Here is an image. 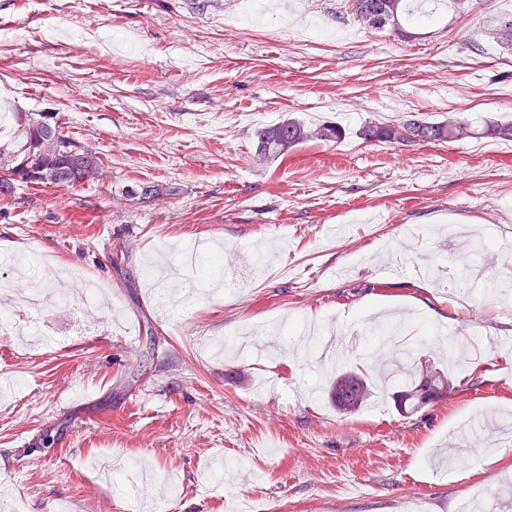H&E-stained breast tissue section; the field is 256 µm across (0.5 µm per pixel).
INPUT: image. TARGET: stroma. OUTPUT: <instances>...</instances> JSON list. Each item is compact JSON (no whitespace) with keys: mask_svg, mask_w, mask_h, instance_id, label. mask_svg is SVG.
Returning a JSON list of instances; mask_svg holds the SVG:
<instances>
[{"mask_svg":"<svg viewBox=\"0 0 512 512\" xmlns=\"http://www.w3.org/2000/svg\"><path fill=\"white\" fill-rule=\"evenodd\" d=\"M260 0H0V142L18 112L57 113L98 178L17 184L0 247L72 271L51 341L0 335V512H512V141L401 146L368 121H512V57L485 27L512 0L440 10L424 39L368 32L350 0L306 17ZM339 123L268 161L255 132ZM156 182L168 195L131 200ZM212 244L252 256L247 287L216 292L168 255ZM123 247L120 266L109 260ZM103 286L83 313L80 279ZM456 390L397 412L398 352ZM360 357L375 396L343 414L325 386Z\"/></svg>","mask_w":512,"mask_h":512,"instance_id":"35a3bbf8","label":"stroma"}]
</instances>
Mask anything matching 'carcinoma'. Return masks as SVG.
<instances>
[{
	"mask_svg": "<svg viewBox=\"0 0 512 512\" xmlns=\"http://www.w3.org/2000/svg\"><path fill=\"white\" fill-rule=\"evenodd\" d=\"M354 15L369 32L391 30L402 41L422 38L417 28L406 24L410 15V0H351ZM487 34L500 48L512 52V13L502 14L487 28ZM346 135L345 129L334 122L309 125L289 117L257 132L255 156L260 159L279 158L289 150L309 141L337 143ZM18 143L14 147L0 144V196L13 192L6 175L32 171L38 174L36 184L73 187L95 177L101 169V159L91 149L81 150L75 158L64 153L75 147L52 112H23L19 118ZM366 142L399 145L413 143L452 142L465 139L497 138L512 141V121L488 120L478 128L459 120L427 121L405 119L392 124L368 122L359 129ZM167 189L154 182L140 183L126 190L131 200H154L166 195ZM403 389L393 396L397 409L414 414L430 404L428 396L436 393L437 400L447 398L455 389L448 373L431 363L415 366L402 364ZM331 403L341 413H355L373 396V383L353 369L336 374L328 386Z\"/></svg>",
	"mask_w": 512,
	"mask_h": 512,
	"instance_id": "cac0c4a2",
	"label": "carcinoma"
}]
</instances>
